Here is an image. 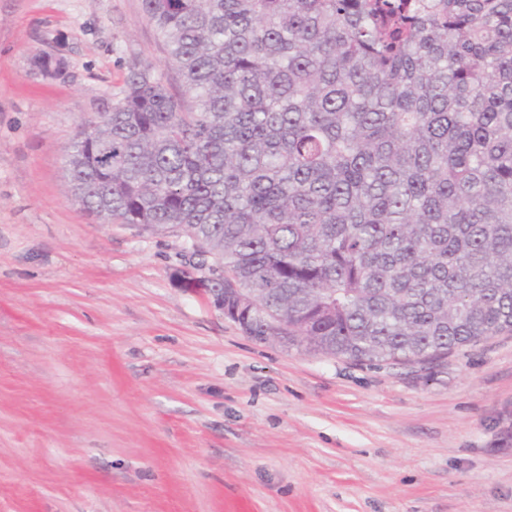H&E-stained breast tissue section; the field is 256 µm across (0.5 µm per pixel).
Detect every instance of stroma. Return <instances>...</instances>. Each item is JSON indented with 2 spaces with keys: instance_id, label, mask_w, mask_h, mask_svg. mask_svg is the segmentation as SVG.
Wrapping results in <instances>:
<instances>
[{
  "instance_id": "stroma-1",
  "label": "stroma",
  "mask_w": 512,
  "mask_h": 512,
  "mask_svg": "<svg viewBox=\"0 0 512 512\" xmlns=\"http://www.w3.org/2000/svg\"><path fill=\"white\" fill-rule=\"evenodd\" d=\"M166 57L142 0H0V512H512V335L262 343L176 280L184 236L70 196L79 125L133 62L177 83Z\"/></svg>"
}]
</instances>
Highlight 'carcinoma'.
<instances>
[{"instance_id": "carcinoma-1", "label": "carcinoma", "mask_w": 512, "mask_h": 512, "mask_svg": "<svg viewBox=\"0 0 512 512\" xmlns=\"http://www.w3.org/2000/svg\"><path fill=\"white\" fill-rule=\"evenodd\" d=\"M183 87L129 67L67 149L103 224L181 232L247 334L357 363L512 334V0H142Z\"/></svg>"}]
</instances>
